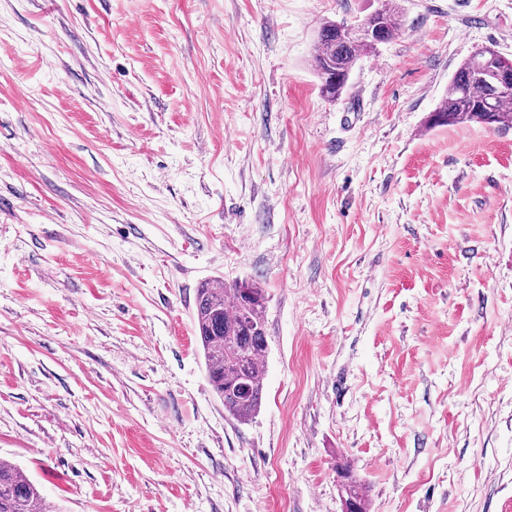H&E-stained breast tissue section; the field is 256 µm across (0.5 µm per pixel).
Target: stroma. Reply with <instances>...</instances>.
I'll return each instance as SVG.
<instances>
[{"mask_svg":"<svg viewBox=\"0 0 512 512\" xmlns=\"http://www.w3.org/2000/svg\"><path fill=\"white\" fill-rule=\"evenodd\" d=\"M0 0V458L60 512H512V130L433 126L512 0ZM266 294L224 411L202 282ZM379 33L378 44L388 42L395 38L401 31L402 19L398 7L391 3L389 6L381 7L374 11L366 19ZM345 25V22H324L314 45V68L321 80L320 92L328 100L338 99L357 60L376 48L360 38L342 37Z\"/></svg>","mask_w":512,"mask_h":512,"instance_id":"35a3bbf8","label":"stroma"}]
</instances>
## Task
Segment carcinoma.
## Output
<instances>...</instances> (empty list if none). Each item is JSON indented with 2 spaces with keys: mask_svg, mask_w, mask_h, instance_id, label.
I'll list each match as a JSON object with an SVG mask.
<instances>
[{
  "mask_svg": "<svg viewBox=\"0 0 512 512\" xmlns=\"http://www.w3.org/2000/svg\"><path fill=\"white\" fill-rule=\"evenodd\" d=\"M379 33V42L395 38L402 19L395 4L382 7L366 18ZM345 23L326 21L314 45L315 72L320 92L329 99L343 92L357 60L374 46L360 38L341 35ZM512 70V59L492 56L490 47L475 51L460 64L443 103L434 111L438 125L476 122L512 128V92L498 95L492 80ZM266 297L244 281L219 284L208 281L197 289L195 331L200 342L209 381L224 402V411L245 422L261 405L264 357L267 350L263 312ZM346 512H367L362 486L343 485ZM38 486L23 470L0 459V512H53Z\"/></svg>",
  "mask_w": 512,
  "mask_h": 512,
  "instance_id": "obj_1",
  "label": "carcinoma"
}]
</instances>
